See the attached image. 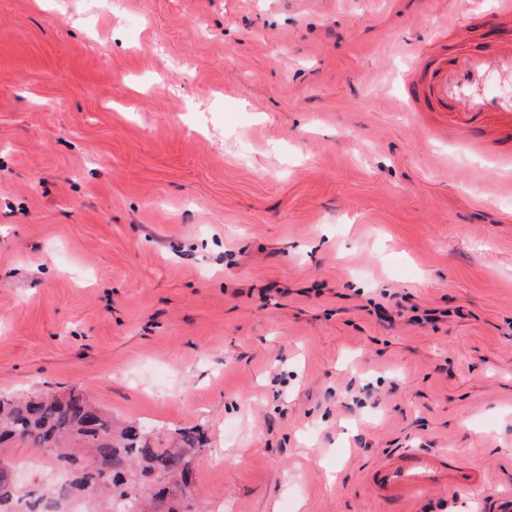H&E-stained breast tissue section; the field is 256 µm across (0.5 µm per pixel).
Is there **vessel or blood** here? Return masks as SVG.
<instances>
[{
    "instance_id": "obj_1",
    "label": "vessel or blood",
    "mask_w": 512,
    "mask_h": 512,
    "mask_svg": "<svg viewBox=\"0 0 512 512\" xmlns=\"http://www.w3.org/2000/svg\"><path fill=\"white\" fill-rule=\"evenodd\" d=\"M413 71L421 76L428 111L443 113L454 124L490 116L512 130V92L501 93L493 85L499 77L512 79L511 45L492 43L478 53L464 47L450 55L436 39L415 52ZM485 479L471 464L422 449L389 458L368 474L372 492L382 501H410L438 488L469 491Z\"/></svg>"
}]
</instances>
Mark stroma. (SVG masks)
Instances as JSON below:
<instances>
[{"instance_id":"1","label":"stroma","mask_w":512,"mask_h":512,"mask_svg":"<svg viewBox=\"0 0 512 512\" xmlns=\"http://www.w3.org/2000/svg\"><path fill=\"white\" fill-rule=\"evenodd\" d=\"M493 5L0 0V392L202 427L195 512H506L512 136L406 106ZM485 480V473L470 463L422 449L390 457L368 473L369 486L381 501H410L438 488L470 491Z\"/></svg>"}]
</instances>
